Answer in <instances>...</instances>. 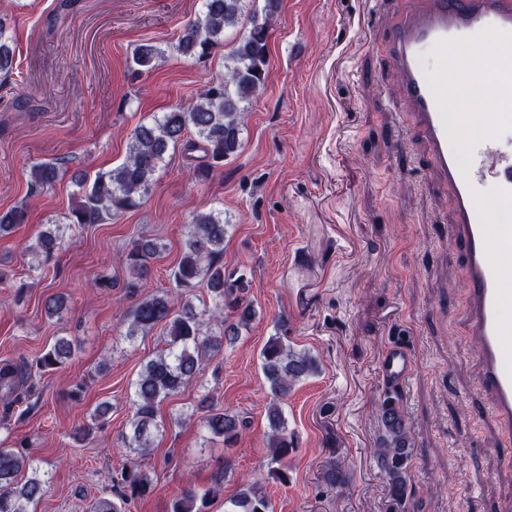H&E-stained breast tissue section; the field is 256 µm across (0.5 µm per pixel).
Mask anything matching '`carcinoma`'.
<instances>
[{
  "mask_svg": "<svg viewBox=\"0 0 512 512\" xmlns=\"http://www.w3.org/2000/svg\"><path fill=\"white\" fill-rule=\"evenodd\" d=\"M242 2L203 0L201 13L182 28L174 49L187 59L207 58L224 45L227 29L236 28L242 19H247L224 65V78L189 104L137 126L130 137L127 158L119 167L92 180L85 175L79 177V200L71 210L72 224H105L118 213L138 207L171 145H181L187 154L203 153L197 168L201 178L209 177L239 151L245 114L265 83L272 22L281 0H263L262 7L248 13ZM163 54L164 49L149 40L135 49L129 67L138 75L148 72ZM12 71L13 50L6 24L0 18V74ZM57 175L58 168L52 163L36 165L31 171L33 184L39 188L52 183ZM26 223L27 213L22 208L0 210V236ZM227 233L228 225L221 214L196 215L182 257L170 273L175 292L145 296L132 310L128 338L144 336L159 324L164 326L166 335V347L144 362L133 383L129 433L122 439L124 446L136 453L149 454L154 438L165 427L159 419L160 404L192 384L202 361L218 355L224 344L234 343L255 317L252 304L245 300L248 282L241 275L224 271L221 259ZM58 247L59 236L49 230L37 235L34 251L49 258ZM161 250L162 244L154 238L140 237L129 243L125 255L131 276L126 283L129 292L139 291L150 274L151 260ZM203 284L211 293L212 307L201 311L194 304V292ZM287 332L288 318L282 316L260 352L261 369L271 396L266 409L268 475L283 485L290 480L285 459L298 447V437L288 428L281 403L297 384L319 372L317 359L290 345ZM72 355L71 343L61 338L33 365L19 362L1 366L0 397L15 403L25 401L31 390L22 392L20 388L34 377V372L46 371ZM401 398V391L395 387L388 386L383 391L378 405L381 428L373 458L400 512H419L421 499L411 478V425L400 408ZM197 407L204 411L202 424L208 434L224 439L226 447L238 443L247 428L244 418L215 408L208 394L201 396ZM229 470L231 465L224 463L212 485L203 492L195 488L181 491L172 500L170 512H206L208 500L222 490ZM323 478L336 489L349 482L334 461L324 466ZM44 484L38 471L30 468L23 450L0 446V512H29V506L41 498ZM155 490L156 484L147 473L130 468L116 475L112 497L97 499L91 512H127L132 501L144 499ZM231 506L230 512H270V499L261 483L247 481L231 500Z\"/></svg>",
  "mask_w": 512,
  "mask_h": 512,
  "instance_id": "cac0c4a2",
  "label": "carcinoma"
}]
</instances>
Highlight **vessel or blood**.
Wrapping results in <instances>:
<instances>
[{
	"label": "vessel or blood",
	"mask_w": 512,
	"mask_h": 512,
	"mask_svg": "<svg viewBox=\"0 0 512 512\" xmlns=\"http://www.w3.org/2000/svg\"><path fill=\"white\" fill-rule=\"evenodd\" d=\"M494 64L512 68V0H401L387 44L398 74L397 93L424 144L427 169L448 191V250L464 257L466 329L478 353V386L501 434L512 439V287L498 253L512 251V226L490 225L486 200L512 202V114L488 117L484 132L460 141L470 113L455 108L473 81V67L448 52L477 57L485 47ZM382 378L402 387L413 372L405 344H389L379 358Z\"/></svg>",
	"instance_id": "b4317fda"
}]
</instances>
